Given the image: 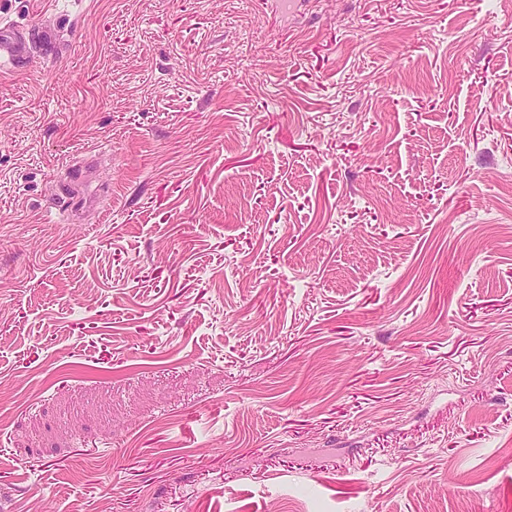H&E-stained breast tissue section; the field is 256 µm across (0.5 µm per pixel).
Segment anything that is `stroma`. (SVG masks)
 <instances>
[{"instance_id": "1", "label": "stroma", "mask_w": 512, "mask_h": 512, "mask_svg": "<svg viewBox=\"0 0 512 512\" xmlns=\"http://www.w3.org/2000/svg\"><path fill=\"white\" fill-rule=\"evenodd\" d=\"M2 21L0 512H512V0ZM33 44L23 33L14 32L10 25H0V52H7L16 67L26 63Z\"/></svg>"}]
</instances>
